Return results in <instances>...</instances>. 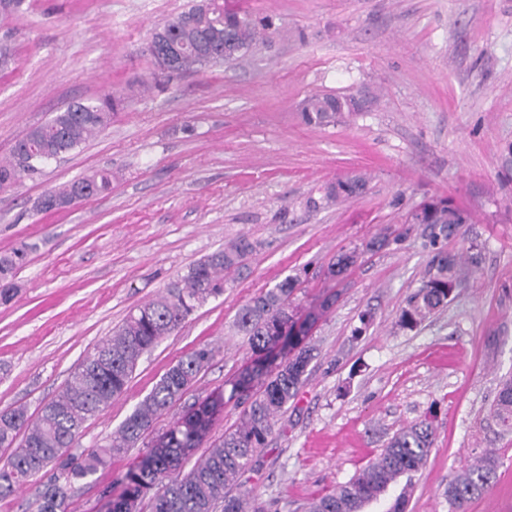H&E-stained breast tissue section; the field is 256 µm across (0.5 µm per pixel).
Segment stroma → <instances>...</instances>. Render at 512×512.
<instances>
[{
    "label": "stroma",
    "mask_w": 512,
    "mask_h": 512,
    "mask_svg": "<svg viewBox=\"0 0 512 512\" xmlns=\"http://www.w3.org/2000/svg\"><path fill=\"white\" fill-rule=\"evenodd\" d=\"M188 3L25 0L0 15L16 55L0 71V161L69 104L121 100L82 148L0 189V254L35 247L15 298L0 304V409L36 414L129 312L245 234L262 243L245 269L225 272L223 295L140 359L126 391L87 421L82 447L102 443L198 346L215 355L155 433L230 389L252 360L232 327L238 309L295 276L291 307L315 316V357L241 478L263 512H304L428 414L435 439L405 512H450L445 487L485 450L497 479L467 512H512V432L488 418L512 376V0H242L278 28L271 48L156 81L151 31ZM361 90L375 97L367 111L302 122L309 95ZM101 171L112 174L108 194L36 211L45 190ZM352 173L369 175L367 193L322 203ZM444 198L471 221L437 240L409 217ZM441 249L480 264L447 306L402 328ZM353 250L357 262L329 277ZM145 452L81 484L68 512H103V490Z\"/></svg>",
    "instance_id": "obj_1"
}]
</instances>
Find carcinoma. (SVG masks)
<instances>
[{
	"instance_id": "carcinoma-1",
	"label": "carcinoma",
	"mask_w": 512,
	"mask_h": 512,
	"mask_svg": "<svg viewBox=\"0 0 512 512\" xmlns=\"http://www.w3.org/2000/svg\"><path fill=\"white\" fill-rule=\"evenodd\" d=\"M271 25L261 26L252 17L225 2L194 0L161 25L163 40L174 50V65L157 71L171 78L208 64L224 61V41L231 39L247 53L258 44L272 46ZM120 100L106 96L76 102L56 113L45 124L31 127L19 139L10 159L0 163V187L20 182L39 166L79 148L89 137L112 123ZM358 111L356 97L315 93L301 107L307 125L330 126L348 112ZM108 173H96L62 187L47 190L37 209L58 211L102 195L111 189ZM363 175L339 178L327 187L328 199H354L366 193ZM413 221L438 229L434 237L457 235L468 216L445 200L424 206ZM261 243L241 235L224 248L198 260L179 280L155 298L132 311L112 332L73 368L62 391L43 404L34 417L24 406L0 411V448L9 451L0 461V499L13 495L31 478L51 472L38 489V512H66L76 485L123 458L144 438L155 420L180 401L209 363L214 350L206 345L183 355L134 408L122 425L91 448L80 447L85 423L124 393L142 356L181 327L210 299L224 294V272L245 267ZM33 250L21 244L0 254V303L16 294L14 277ZM358 253H344L329 268L341 276L356 263ZM456 256L440 252L434 273L411 297L400 315V325L411 328L433 311L448 304L461 282ZM298 279L287 276L243 305L234 319L235 329L247 337L254 356L252 365L232 385L230 397L246 404L240 425L211 443L205 457L184 469L190 452L207 437L211 421L224 407L218 392L189 408L159 435L150 450L133 462L123 475V490L108 502V512H262L250 508L252 491L238 484L251 468L254 453L273 432L274 418L294 401L305 380L314 349L307 342L306 324L296 325L289 313ZM258 391H253L254 385ZM490 417L505 432H512V377L502 380ZM435 429L427 419L399 430L380 455L360 474L312 499L306 512H363L369 503L400 488L388 512H405L412 477L427 461ZM498 461L490 453L465 462L448 482L445 496L454 512H466L467 503L493 487Z\"/></svg>"
}]
</instances>
